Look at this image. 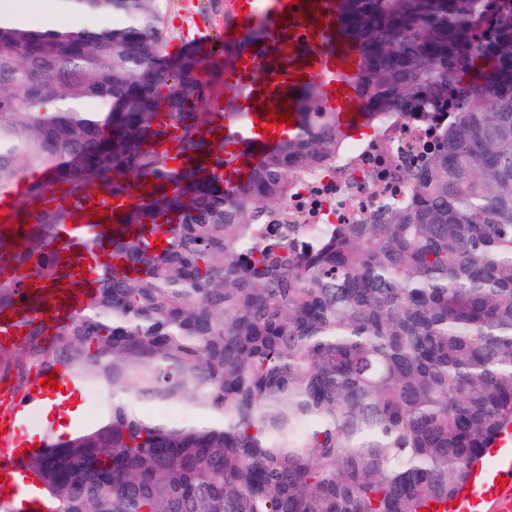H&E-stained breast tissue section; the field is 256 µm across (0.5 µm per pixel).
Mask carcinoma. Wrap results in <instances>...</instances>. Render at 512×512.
Returning a JSON list of instances; mask_svg holds the SVG:
<instances>
[{"label":"carcinoma","instance_id":"cac0c4a2","mask_svg":"<svg viewBox=\"0 0 512 512\" xmlns=\"http://www.w3.org/2000/svg\"><path fill=\"white\" fill-rule=\"evenodd\" d=\"M58 2L125 23H0V194L48 175L0 230V264L31 277H0V314L32 289L84 292L54 347L32 321L18 351L112 384L107 421L25 454L43 512H448L512 430V0H339L367 121L455 116L405 201L318 234L287 212L347 141L316 83L297 133L228 188L224 145L201 136L206 61L167 52L163 0ZM171 125L194 154L178 171L156 150ZM153 178L95 225L89 249L125 269L83 291L52 242L92 190ZM57 185L66 202L29 223ZM145 399L201 417L144 419Z\"/></svg>","mask_w":512,"mask_h":512}]
</instances>
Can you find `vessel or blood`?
I'll list each match as a JSON object with an SVG mask.
<instances>
[{
	"mask_svg": "<svg viewBox=\"0 0 512 512\" xmlns=\"http://www.w3.org/2000/svg\"><path fill=\"white\" fill-rule=\"evenodd\" d=\"M224 40L234 47L224 80L237 97L233 110L205 133L223 140L228 170L257 164L261 154L296 132V125L283 123L265 134L257 131L256 121L269 111L278 116L289 110L300 112L301 93L310 80L320 84L319 104L335 114L336 124L345 134H352L364 122L352 80L357 71L355 54L342 39L336 0H229ZM244 144L253 145L256 153L243 162L235 158L234 149ZM97 204L105 220L114 222L126 210L128 200L102 193ZM85 227L82 220L67 224L57 247L71 253L72 275L90 287L95 273L82 269L90 261L84 245ZM82 305L79 293L59 304L27 302L19 312L0 318V342L21 341L24 320L63 322ZM0 402L6 405L0 412V497L7 499L25 495L31 484L17 425L27 418L35 401L5 389L0 391ZM487 504L493 512H512V455H494L488 478L458 503L457 512H481Z\"/></svg>",
	"mask_w": 512,
	"mask_h": 512,
	"instance_id": "1",
	"label": "vessel or blood"
}]
</instances>
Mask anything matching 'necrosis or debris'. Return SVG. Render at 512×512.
I'll return each mask as SVG.
<instances>
[{
    "label": "necrosis or debris",
    "instance_id": "4bbe7bcc",
    "mask_svg": "<svg viewBox=\"0 0 512 512\" xmlns=\"http://www.w3.org/2000/svg\"><path fill=\"white\" fill-rule=\"evenodd\" d=\"M452 117V109L444 108L427 120L414 115L368 129L348 145L335 170L316 173L295 187L288 199L289 223L367 221L384 200L401 198L407 171Z\"/></svg>",
    "mask_w": 512,
    "mask_h": 512
}]
</instances>
